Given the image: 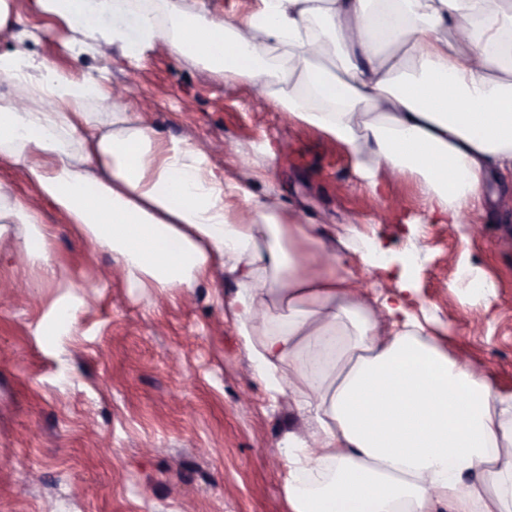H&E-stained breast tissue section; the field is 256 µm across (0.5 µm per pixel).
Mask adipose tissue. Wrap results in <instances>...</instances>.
Returning <instances> with one entry per match:
<instances>
[{"mask_svg": "<svg viewBox=\"0 0 512 512\" xmlns=\"http://www.w3.org/2000/svg\"><path fill=\"white\" fill-rule=\"evenodd\" d=\"M33 0L84 38L144 59L163 45L342 145L377 175L413 179L459 224L512 181V7L491 0H260L240 18L161 0ZM288 58L291 87L268 60ZM0 238L58 276L35 202L107 252L128 288L233 279L226 303L255 374L305 424L281 445L290 512H512V393L450 357L401 296L356 293L316 225L225 180L194 142L127 111L104 78L0 52ZM34 188L19 198L12 174Z\"/></svg>", "mask_w": 512, "mask_h": 512, "instance_id": "1", "label": "adipose tissue"}]
</instances>
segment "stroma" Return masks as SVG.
Here are the masks:
<instances>
[{
	"label": "stroma",
	"instance_id": "1",
	"mask_svg": "<svg viewBox=\"0 0 512 512\" xmlns=\"http://www.w3.org/2000/svg\"><path fill=\"white\" fill-rule=\"evenodd\" d=\"M36 41L31 56L58 69L135 87L163 136L205 146L227 179L249 158L252 189L288 215L317 225L344 269L375 291L397 292L413 260L406 309L458 359L490 365L512 390V206L482 204L480 237L463 241L430 214L416 184L385 182L391 210L364 186L347 152L272 106L258 87L227 85L161 47L144 59L117 47L75 56L69 32L13 0ZM53 233L60 283L42 279L0 240V512H289L280 442L301 420L287 397H272L254 374L221 297L236 288L217 275L191 292L133 291L108 254L86 247L52 205L36 206ZM358 234L350 236L347 225ZM390 263L364 270L363 240ZM490 282L466 288L465 275ZM74 284L81 299L69 335L44 322Z\"/></svg>",
	"mask_w": 512,
	"mask_h": 512
}]
</instances>
